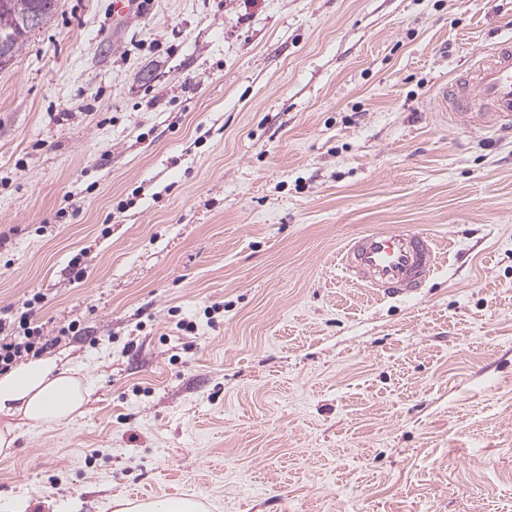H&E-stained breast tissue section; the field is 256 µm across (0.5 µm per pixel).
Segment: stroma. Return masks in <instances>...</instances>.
I'll use <instances>...</instances> for the list:
<instances>
[{"label": "stroma", "mask_w": 512, "mask_h": 512, "mask_svg": "<svg viewBox=\"0 0 512 512\" xmlns=\"http://www.w3.org/2000/svg\"><path fill=\"white\" fill-rule=\"evenodd\" d=\"M112 2L58 0L0 70V311L41 293L92 390L0 503L512 512V137L437 108L512 0ZM400 225L443 248L422 292L346 284ZM114 512H207L203 502L192 497L147 500L134 503L121 500L112 503Z\"/></svg>", "instance_id": "stroma-1"}]
</instances>
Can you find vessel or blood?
<instances>
[{"instance_id": "1", "label": "vessel or blood", "mask_w": 512, "mask_h": 512, "mask_svg": "<svg viewBox=\"0 0 512 512\" xmlns=\"http://www.w3.org/2000/svg\"><path fill=\"white\" fill-rule=\"evenodd\" d=\"M440 111L453 125L489 133L512 132V39L503 40L444 86ZM440 248L425 230L397 227L358 234L340 249L336 266L345 282L400 299L417 295L436 267Z\"/></svg>"}]
</instances>
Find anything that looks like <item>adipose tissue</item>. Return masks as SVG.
Returning <instances> with one entry per match:
<instances>
[{
	"mask_svg": "<svg viewBox=\"0 0 512 512\" xmlns=\"http://www.w3.org/2000/svg\"><path fill=\"white\" fill-rule=\"evenodd\" d=\"M89 397L81 372L52 358L31 359L0 374V458L13 454L20 430L73 420Z\"/></svg>",
	"mask_w": 512,
	"mask_h": 512,
	"instance_id": "ef3b65f1",
	"label": "adipose tissue"
}]
</instances>
